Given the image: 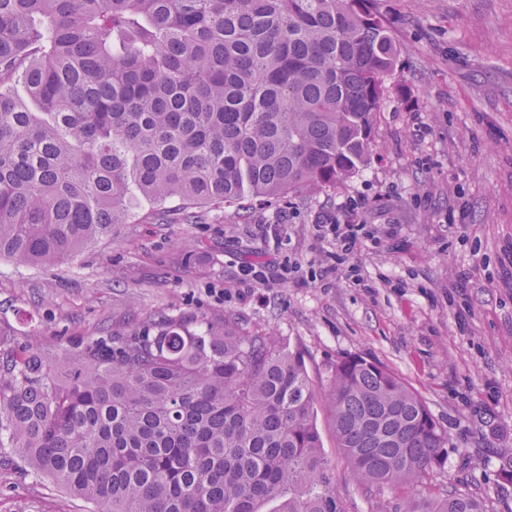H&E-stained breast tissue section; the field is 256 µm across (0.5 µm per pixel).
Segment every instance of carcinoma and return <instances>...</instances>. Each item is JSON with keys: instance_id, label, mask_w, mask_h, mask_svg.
<instances>
[{"instance_id": "obj_1", "label": "carcinoma", "mask_w": 512, "mask_h": 512, "mask_svg": "<svg viewBox=\"0 0 512 512\" xmlns=\"http://www.w3.org/2000/svg\"><path fill=\"white\" fill-rule=\"evenodd\" d=\"M371 0H0V261L70 260L137 198L196 209L352 178L399 68ZM23 86L25 95L17 94ZM364 490L417 488L445 430L398 375L186 315L56 357L0 338V460L91 512H347L317 426ZM399 512H486L462 490Z\"/></svg>"}]
</instances>
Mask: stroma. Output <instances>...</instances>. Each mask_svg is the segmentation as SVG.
<instances>
[{
    "instance_id": "stroma-1",
    "label": "stroma",
    "mask_w": 512,
    "mask_h": 512,
    "mask_svg": "<svg viewBox=\"0 0 512 512\" xmlns=\"http://www.w3.org/2000/svg\"><path fill=\"white\" fill-rule=\"evenodd\" d=\"M400 66L374 125L372 150L346 183L290 203L208 206L194 223L177 204L115 225L72 261H0V336L54 354L160 316H232L301 349L316 388L341 357L397 373L448 436L433 492L461 489L488 512H512V0H375ZM367 194L359 224H392L364 241L348 267L317 277L330 243L316 226L348 197ZM293 218L279 221L284 208ZM266 265L268 287L241 280ZM301 283H282L284 262ZM357 267L363 279L348 275ZM323 452L348 512H396L404 489L366 495L317 408ZM0 512H89L49 479L0 465Z\"/></svg>"
}]
</instances>
